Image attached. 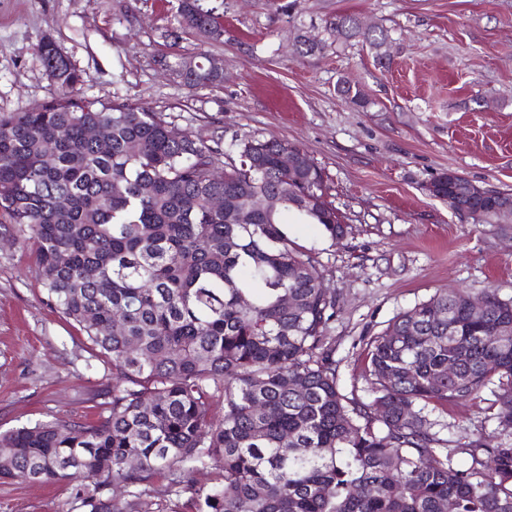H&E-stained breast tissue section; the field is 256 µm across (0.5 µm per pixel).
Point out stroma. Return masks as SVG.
<instances>
[{"mask_svg": "<svg viewBox=\"0 0 512 512\" xmlns=\"http://www.w3.org/2000/svg\"><path fill=\"white\" fill-rule=\"evenodd\" d=\"M225 0L224 40H172L170 0H0V112L50 99L37 44L55 42L85 77L83 95L128 98L168 113L179 132L212 145L236 135L288 141L322 169L347 226L330 243L289 221L336 296L325 337L339 383L369 401L365 342L400 312L451 288L512 297V228L471 224L432 196L453 170L512 189V0ZM387 30L383 50L339 36L337 16ZM318 38L302 57L298 38ZM208 50L222 85L192 89L169 66ZM365 106L345 103L342 83ZM110 364L51 305L30 244L0 226V431L55 418L92 420ZM486 402L428 410L444 448L467 462L466 436L491 432ZM69 483L0 479V512H67Z\"/></svg>", "mask_w": 512, "mask_h": 512, "instance_id": "35a3bbf8", "label": "stroma"}]
</instances>
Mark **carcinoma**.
<instances>
[{"label":"carcinoma","mask_w":512,"mask_h":512,"mask_svg":"<svg viewBox=\"0 0 512 512\" xmlns=\"http://www.w3.org/2000/svg\"><path fill=\"white\" fill-rule=\"evenodd\" d=\"M174 21L175 41L219 42L224 0H176ZM335 26L377 49L388 38L347 15ZM36 52L56 90L0 113V224L31 243L48 302L112 363V390L95 422L0 432V479L73 481L84 512H512V298L451 289L398 314L367 341L373 401L347 398L324 347L335 301L283 221L317 224L333 246L345 236L315 162L282 169L300 148L274 138L174 139L169 114L87 98L53 42ZM197 61L187 86L224 83L208 54ZM501 200L512 192L468 204L490 224ZM485 390L495 428L457 464L424 410Z\"/></svg>","instance_id":"carcinoma-1"}]
</instances>
